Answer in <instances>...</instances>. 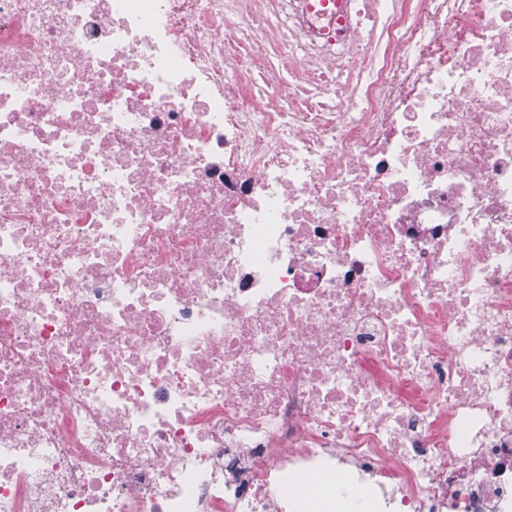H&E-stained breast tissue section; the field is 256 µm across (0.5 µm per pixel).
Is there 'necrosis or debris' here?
Wrapping results in <instances>:
<instances>
[{
	"label": "necrosis or debris",
	"mask_w": 512,
	"mask_h": 512,
	"mask_svg": "<svg viewBox=\"0 0 512 512\" xmlns=\"http://www.w3.org/2000/svg\"><path fill=\"white\" fill-rule=\"evenodd\" d=\"M0 512H512V0H0Z\"/></svg>",
	"instance_id": "4bbe7bcc"
}]
</instances>
